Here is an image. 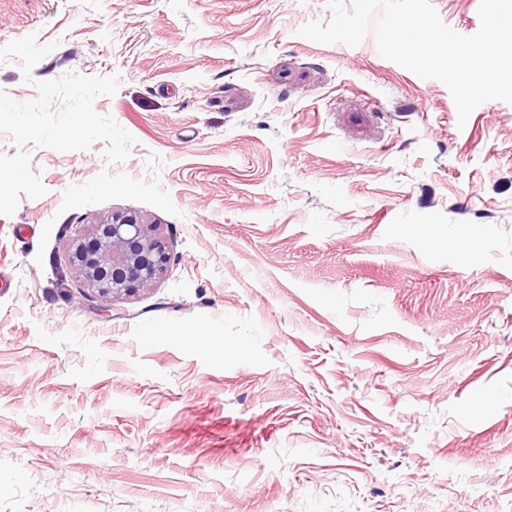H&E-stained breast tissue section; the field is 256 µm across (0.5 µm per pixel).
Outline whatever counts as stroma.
Returning <instances> with one entry per match:
<instances>
[{
  "label": "stroma",
  "instance_id": "1",
  "mask_svg": "<svg viewBox=\"0 0 512 512\" xmlns=\"http://www.w3.org/2000/svg\"><path fill=\"white\" fill-rule=\"evenodd\" d=\"M480 0H432L464 35ZM324 0H0L35 80L120 77L136 143L31 148L0 215V512H512V105L298 34ZM180 216L61 211L103 169ZM116 214L171 260L109 311L69 262ZM54 220L47 247L41 231ZM43 265H36V253Z\"/></svg>",
  "mask_w": 512,
  "mask_h": 512
}]
</instances>
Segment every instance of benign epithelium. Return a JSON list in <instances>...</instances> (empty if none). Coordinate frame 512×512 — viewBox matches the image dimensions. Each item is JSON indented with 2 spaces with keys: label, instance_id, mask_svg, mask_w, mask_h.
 Wrapping results in <instances>:
<instances>
[{
  "label": "benign epithelium",
  "instance_id": "1",
  "mask_svg": "<svg viewBox=\"0 0 512 512\" xmlns=\"http://www.w3.org/2000/svg\"><path fill=\"white\" fill-rule=\"evenodd\" d=\"M169 262L165 242L149 234L134 215H116L97 225L94 237L76 240L71 253L84 282L105 302L153 282Z\"/></svg>",
  "mask_w": 512,
  "mask_h": 512
}]
</instances>
